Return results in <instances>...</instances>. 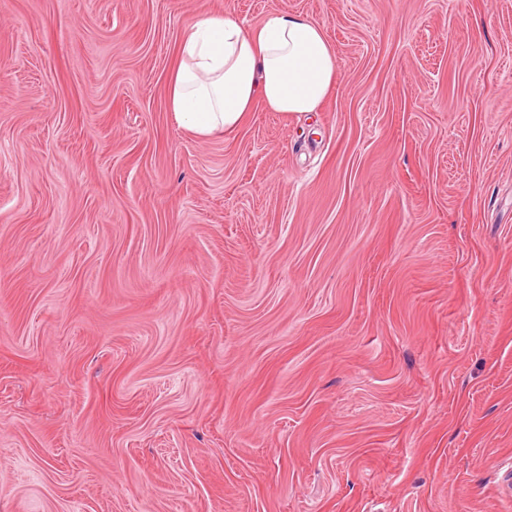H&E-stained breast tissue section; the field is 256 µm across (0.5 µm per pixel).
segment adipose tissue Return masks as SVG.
Masks as SVG:
<instances>
[{
  "instance_id": "1",
  "label": "adipose tissue",
  "mask_w": 512,
  "mask_h": 512,
  "mask_svg": "<svg viewBox=\"0 0 512 512\" xmlns=\"http://www.w3.org/2000/svg\"><path fill=\"white\" fill-rule=\"evenodd\" d=\"M338 71L322 27L307 16L276 13L246 28L207 15L181 41L169 105L181 127L207 138L237 129L258 102L287 115L316 111Z\"/></svg>"
}]
</instances>
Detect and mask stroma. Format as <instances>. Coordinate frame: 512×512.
<instances>
[{
  "mask_svg": "<svg viewBox=\"0 0 512 512\" xmlns=\"http://www.w3.org/2000/svg\"><path fill=\"white\" fill-rule=\"evenodd\" d=\"M275 12L317 111L180 127ZM0 512H512V0H0ZM339 71L322 27L300 14L276 13L244 28L200 17L180 44L169 78L177 123L202 138L237 129L260 101L272 112H315Z\"/></svg>",
  "mask_w": 512,
  "mask_h": 512,
  "instance_id": "obj_1",
  "label": "stroma"
}]
</instances>
